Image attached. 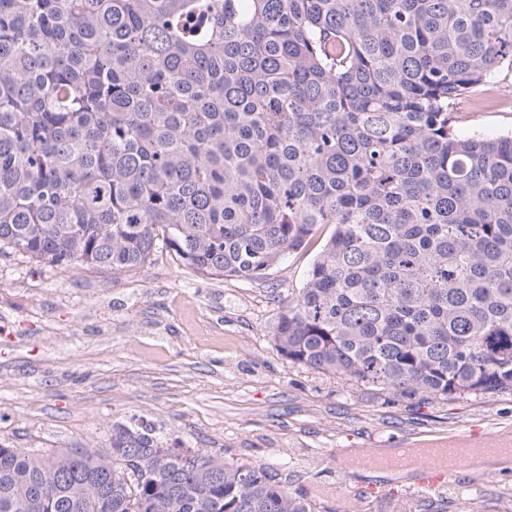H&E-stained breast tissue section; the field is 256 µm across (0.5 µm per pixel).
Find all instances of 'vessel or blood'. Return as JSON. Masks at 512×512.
<instances>
[{
    "label": "vessel or blood",
    "mask_w": 512,
    "mask_h": 512,
    "mask_svg": "<svg viewBox=\"0 0 512 512\" xmlns=\"http://www.w3.org/2000/svg\"><path fill=\"white\" fill-rule=\"evenodd\" d=\"M467 443L468 447L481 448L493 454L512 457V445L499 441L495 435L481 429L450 435L445 447L435 450L412 448L393 461L394 466L408 469L414 481L409 487L414 496L423 497L432 493L439 494L448 489V474L468 465L466 457L457 454L458 443Z\"/></svg>",
    "instance_id": "obj_1"
}]
</instances>
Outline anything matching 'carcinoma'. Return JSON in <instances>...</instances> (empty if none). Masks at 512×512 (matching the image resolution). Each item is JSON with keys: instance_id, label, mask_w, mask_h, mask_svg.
<instances>
[{"instance_id": "cac0c4a2", "label": "carcinoma", "mask_w": 512, "mask_h": 512, "mask_svg": "<svg viewBox=\"0 0 512 512\" xmlns=\"http://www.w3.org/2000/svg\"><path fill=\"white\" fill-rule=\"evenodd\" d=\"M512 0H0V256L258 279L333 231L273 341L412 400L512 392ZM94 457L0 445V512H316L283 463L145 425ZM507 98L510 99L508 103ZM453 124L461 135L498 137L512 131V73L501 71L457 103Z\"/></svg>"}]
</instances>
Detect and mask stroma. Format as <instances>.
Wrapping results in <instances>:
<instances>
[{"label":"stroma","mask_w":512,"mask_h":512,"mask_svg":"<svg viewBox=\"0 0 512 512\" xmlns=\"http://www.w3.org/2000/svg\"><path fill=\"white\" fill-rule=\"evenodd\" d=\"M453 121L462 135L512 132V73L473 88ZM319 249L257 280L204 279L164 253L116 277L0 259V444L106 456L113 423L147 422L229 462L288 464L318 512H512V468L467 474L470 497L420 507L409 476L381 479L386 496L356 494L365 478L337 450L512 434V394L420 403L288 364L273 328Z\"/></svg>","instance_id":"35a3bbf8"}]
</instances>
